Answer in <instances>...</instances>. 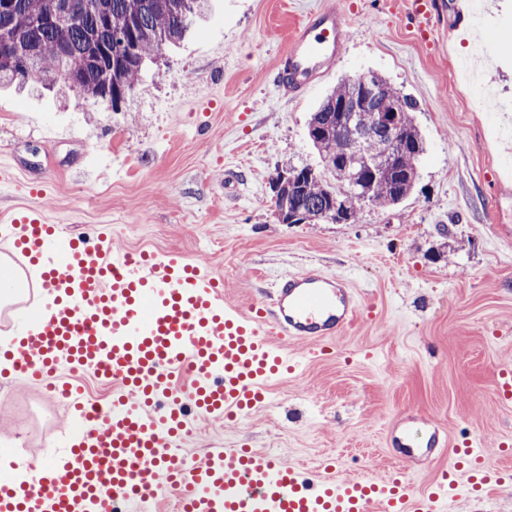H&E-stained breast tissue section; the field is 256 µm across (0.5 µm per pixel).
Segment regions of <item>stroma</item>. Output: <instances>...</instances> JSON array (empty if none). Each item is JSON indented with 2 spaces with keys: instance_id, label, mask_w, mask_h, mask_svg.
I'll use <instances>...</instances> for the list:
<instances>
[{
  "instance_id": "1",
  "label": "stroma",
  "mask_w": 512,
  "mask_h": 512,
  "mask_svg": "<svg viewBox=\"0 0 512 512\" xmlns=\"http://www.w3.org/2000/svg\"><path fill=\"white\" fill-rule=\"evenodd\" d=\"M347 13L351 39L335 70L302 99L280 97L276 61L305 10ZM459 30L440 19L422 38L404 0H211L210 20L142 72L118 110L65 105L48 92L0 89V212L37 206L63 235L99 227L117 246L208 263L228 303L265 298L284 276L348 279L361 312L328 354L305 343L268 404L233 421L195 424L191 457L244 443L341 476L400 472L413 492L447 468L441 456L398 460L390 432L431 421L470 440L490 469L512 470V0L476 12L458 0ZM485 43V80L503 112L483 111L454 74ZM374 71L417 103L426 144L413 192L391 208L363 204L353 224H282L272 181L319 168L307 121L345 77ZM66 403L20 378L0 379V448L51 461Z\"/></svg>"
}]
</instances>
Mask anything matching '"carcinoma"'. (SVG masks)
I'll use <instances>...</instances> for the list:
<instances>
[{"label":"carcinoma","mask_w":512,"mask_h":512,"mask_svg":"<svg viewBox=\"0 0 512 512\" xmlns=\"http://www.w3.org/2000/svg\"><path fill=\"white\" fill-rule=\"evenodd\" d=\"M54 0H11L0 9V37L7 34L28 45L35 57L18 58L12 68L0 70V87L19 89L42 87L69 92L82 102H99L106 89H112V108L120 107L131 91L146 61L157 57L166 46L180 42L188 29L204 17L209 0H97V11L83 7L84 0H72L75 17L65 24L49 20ZM122 38L133 48L131 53H112V69L102 67L96 52L117 45ZM69 50V65L80 81L74 88L60 74L63 62L58 50ZM370 81L378 95L369 99L360 94L361 80ZM399 102L401 136L407 150L390 174L369 182L367 200L380 207H390L404 200L415 188L418 166L425 151L422 134L414 122L417 103L401 94L377 72L349 76L328 94L308 121V137L321 159L322 168L333 183H328L314 169L291 167L295 177L285 195L288 210L308 214L309 223L336 219V210L349 202L345 223L356 221L362 199L349 182L342 179L337 159L347 140V129L338 114L345 105H357V127L376 139L387 131L375 121L376 111L386 101Z\"/></svg>","instance_id":"1"}]
</instances>
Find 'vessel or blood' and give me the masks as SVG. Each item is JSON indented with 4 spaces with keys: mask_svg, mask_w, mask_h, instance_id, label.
<instances>
[{
    "mask_svg": "<svg viewBox=\"0 0 512 512\" xmlns=\"http://www.w3.org/2000/svg\"><path fill=\"white\" fill-rule=\"evenodd\" d=\"M406 4L409 23L431 33L442 0ZM349 38L336 7L308 11L278 59L279 93L301 99L334 70ZM0 257L40 305L9 353L11 374L52 380L75 417L64 432L70 447L48 476L20 486L0 479V512H153L170 496L177 512H437L456 496L453 462L417 494L391 476L342 477L332 462L312 471L236 444L197 459L185 453L196 419L266 403L291 343L326 352L358 313L346 280L294 274L243 309L225 300L206 263L121 249L103 232L63 237L39 207L0 214ZM64 365L112 384L105 414L60 377ZM396 440L411 463L448 445L433 425L421 435L399 426Z\"/></svg>",
    "mask_w": 512,
    "mask_h": 512,
    "instance_id": "obj_1",
    "label": "vessel or blood"
}]
</instances>
